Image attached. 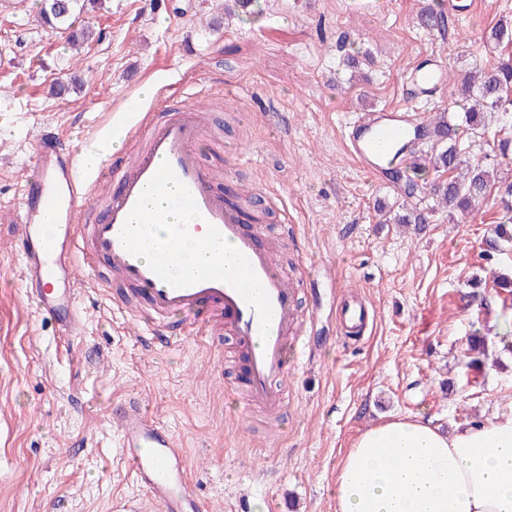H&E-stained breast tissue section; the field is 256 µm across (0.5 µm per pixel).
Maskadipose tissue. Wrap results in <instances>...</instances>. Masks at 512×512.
Here are the masks:
<instances>
[{
	"label": "adipose tissue",
	"mask_w": 512,
	"mask_h": 512,
	"mask_svg": "<svg viewBox=\"0 0 512 512\" xmlns=\"http://www.w3.org/2000/svg\"><path fill=\"white\" fill-rule=\"evenodd\" d=\"M336 512H512V416L446 431L413 415L365 430L338 466Z\"/></svg>",
	"instance_id": "ef3b65f1"
}]
</instances>
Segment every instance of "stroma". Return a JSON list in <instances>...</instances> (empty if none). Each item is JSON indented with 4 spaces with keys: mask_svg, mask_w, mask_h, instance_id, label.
Listing matches in <instances>:
<instances>
[{
    "mask_svg": "<svg viewBox=\"0 0 512 512\" xmlns=\"http://www.w3.org/2000/svg\"><path fill=\"white\" fill-rule=\"evenodd\" d=\"M102 0L74 29L92 37L73 50L69 31L41 25L40 0H0V210L17 208L42 126L76 152L123 128L130 101L151 89L210 107L223 171L236 151L242 189L276 201L262 226L279 264L303 279L299 304L316 312L314 349L288 342L281 388L287 416L245 408L240 348L173 336L145 346L112 305L121 283L104 265H80L82 336L60 339L19 281L10 232L0 229V512H114L144 498L125 467L113 399L139 396L185 449L206 512L238 501L263 512H336L335 477L358 434L396 416L421 414L449 430L512 413V355L497 329L512 320V246L489 252L503 190L449 217L429 192L423 226L381 223L378 206L403 211L390 175L368 177L346 153L342 131L357 113L402 104L409 69L436 60L450 77L425 117L457 110L465 72L512 57V0ZM438 5L445 29L422 25ZM72 28V29H73ZM81 86L53 94L55 84ZM354 293L376 318L359 343L339 333L335 310ZM485 337L490 364L467 366V339Z\"/></svg>",
    "mask_w": 512,
    "mask_h": 512,
    "instance_id": "35a3bbf8",
    "label": "stroma"
}]
</instances>
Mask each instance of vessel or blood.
I'll list each match as a JSON object with an SVG mask.
<instances>
[{"label":"vessel or blood","instance_id":"vessel-or-blood-1","mask_svg":"<svg viewBox=\"0 0 512 512\" xmlns=\"http://www.w3.org/2000/svg\"><path fill=\"white\" fill-rule=\"evenodd\" d=\"M444 84L443 66L426 67L410 76L407 96L428 100ZM424 125L422 114L405 105L366 112L346 126L345 148L368 176L388 165L403 171L409 164L403 148ZM204 137L201 108L181 103L148 126L143 152L113 157L85 177L68 142L43 127L34 146L35 172L21 183L20 207L10 224L21 284L60 335H78L81 279L72 251L85 241L90 255L105 260L144 298L141 315L152 344L167 342L166 321L174 315L210 337L229 326L244 354L250 400L278 413L285 407L276 382L288 372V339H310L314 328L302 323L297 284L283 278L270 242L255 229L259 215L219 189L202 164ZM177 212L188 214L189 223H174ZM157 224L166 227L159 239L153 236ZM189 236L203 263L183 272L179 247ZM340 314L346 328L362 331L372 318L355 301L343 304ZM110 414L122 458L152 512H199L175 434L136 396L116 398Z\"/></svg>","mask_w":512,"mask_h":512}]
</instances>
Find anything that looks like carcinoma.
<instances>
[{"mask_svg":"<svg viewBox=\"0 0 512 512\" xmlns=\"http://www.w3.org/2000/svg\"><path fill=\"white\" fill-rule=\"evenodd\" d=\"M97 0H41L40 15L44 24L51 28L72 26V18ZM461 120L444 110L430 120L428 136L432 138V166L438 171H459L455 178L433 185V195L438 204L448 209V216L465 213L475 203L485 201L493 186L491 177L495 165L487 157L472 159L462 155L463 137L476 138L484 135L490 122L502 116L512 115V60L502 61L490 67H478L471 71L461 84ZM469 364L480 366L486 355L487 344L479 336L470 338Z\"/></svg>","mask_w":512,"mask_h":512,"instance_id":"carcinoma-1","label":"carcinoma"}]
</instances>
